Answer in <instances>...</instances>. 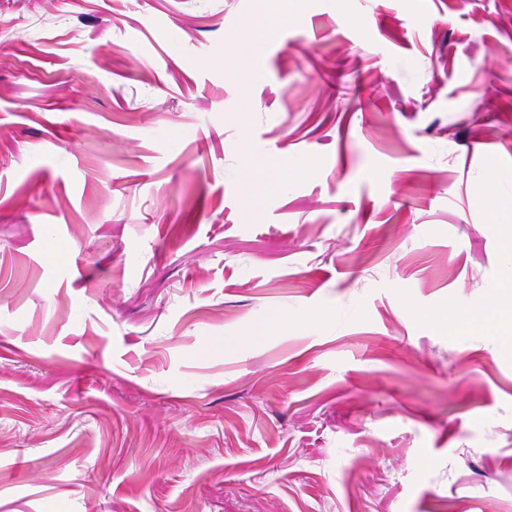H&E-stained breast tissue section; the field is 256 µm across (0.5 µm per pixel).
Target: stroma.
<instances>
[{
	"mask_svg": "<svg viewBox=\"0 0 512 512\" xmlns=\"http://www.w3.org/2000/svg\"><path fill=\"white\" fill-rule=\"evenodd\" d=\"M280 8L0 0V512H512V0ZM270 1L257 0L255 13L245 22L246 34L256 49L255 54L248 56L253 64H256L261 58L257 48L264 44L274 34L278 25L286 20L285 17L275 15L270 11ZM488 177L496 185V192L489 201L490 216L494 223H502L512 232V175L490 169ZM443 322L448 329L473 334L487 331H501L507 342H512V304L509 307L493 306L475 311L448 313Z\"/></svg>",
	"mask_w": 512,
	"mask_h": 512,
	"instance_id": "stroma-1",
	"label": "stroma"
}]
</instances>
